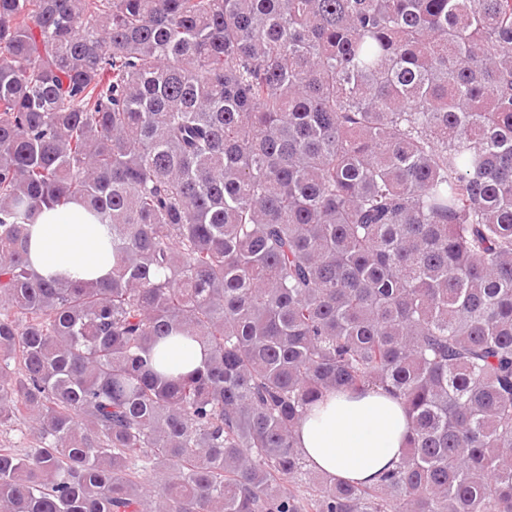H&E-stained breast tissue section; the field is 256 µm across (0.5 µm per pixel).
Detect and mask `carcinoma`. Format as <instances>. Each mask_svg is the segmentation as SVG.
Segmentation results:
<instances>
[{"label":"carcinoma","instance_id":"carcinoma-1","mask_svg":"<svg viewBox=\"0 0 512 512\" xmlns=\"http://www.w3.org/2000/svg\"><path fill=\"white\" fill-rule=\"evenodd\" d=\"M72 203L94 284L29 259ZM175 339L200 367L158 368ZM370 386L406 453L331 480L297 425ZM22 420L0 512H512V0H0Z\"/></svg>","mask_w":512,"mask_h":512}]
</instances>
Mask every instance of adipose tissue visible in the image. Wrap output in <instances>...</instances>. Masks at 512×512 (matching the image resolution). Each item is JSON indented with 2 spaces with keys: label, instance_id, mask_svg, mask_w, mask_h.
I'll return each mask as SVG.
<instances>
[{
  "label": "adipose tissue",
  "instance_id": "ef3b65f1",
  "mask_svg": "<svg viewBox=\"0 0 512 512\" xmlns=\"http://www.w3.org/2000/svg\"><path fill=\"white\" fill-rule=\"evenodd\" d=\"M30 259L45 278L91 282L112 270L93 217L80 205L42 209ZM411 419L382 389L328 393L299 424L296 444L311 466L334 479L373 485L401 460Z\"/></svg>",
  "mask_w": 512,
  "mask_h": 512
}]
</instances>
